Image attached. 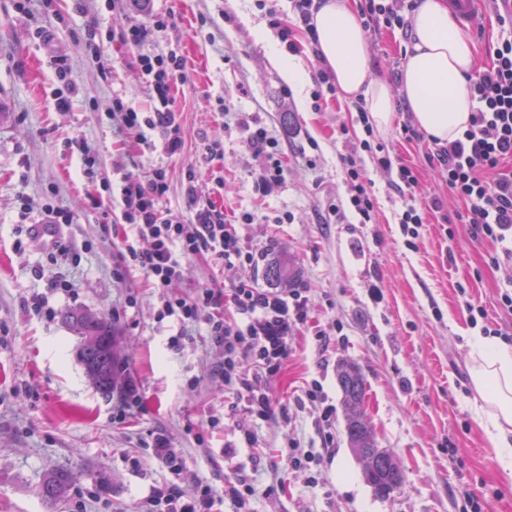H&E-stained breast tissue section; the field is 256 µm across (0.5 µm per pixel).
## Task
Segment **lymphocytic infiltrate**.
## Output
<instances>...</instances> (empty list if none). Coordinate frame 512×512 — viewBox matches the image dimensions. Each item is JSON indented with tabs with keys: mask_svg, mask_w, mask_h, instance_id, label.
Segmentation results:
<instances>
[{
	"mask_svg": "<svg viewBox=\"0 0 512 512\" xmlns=\"http://www.w3.org/2000/svg\"><path fill=\"white\" fill-rule=\"evenodd\" d=\"M417 6V0H359L358 16L367 35L398 29L407 38L411 35L409 17ZM485 9L495 14L500 34L488 48L490 66L468 80L476 109L460 137L434 141L430 159L444 175L449 192L464 206L457 220L469 225L473 238L490 244L488 260L498 268L512 265V13L502 12L501 0H486ZM170 23V17L154 14L145 23L130 18L121 30L120 41L138 50L137 67L154 106L152 111L143 112L119 97L113 102L112 117L122 127L138 131L143 144L148 141L147 131L162 130V150L172 156L180 153L183 142L171 91L173 84L183 78L186 61L181 50L158 53L152 49ZM354 107L367 137L341 157L352 184L351 206L361 223H372L373 181L360 154L375 151L377 169L390 173L389 185L405 203L400 219L404 234L420 238L427 214L439 211L441 200H416V172L405 165H394L383 145H371L369 136L374 128L365 103L357 101ZM237 123L246 129L247 145L260 163V177L253 190L269 195L286 179L279 143L256 118L243 115ZM167 190L166 170L160 165L153 166L146 176L134 172L121 176L118 196L124 207L122 218L131 228L120 241L122 261L138 268L157 290L163 301L162 317L173 318L181 325L198 321L206 324L212 345L224 352V390L244 405V416L233 419L234 429L243 444L254 445L256 421L280 423L288 419L287 408L275 397L272 383L292 354L291 331L309 318L310 298L302 288L283 291L247 283L227 292L201 286L191 296L173 293L185 258L208 257L225 269L254 263L256 254L246 245L238 226L266 224L270 217L245 212L239 224L226 223L213 199L199 195L193 185L187 188L188 214L175 213L162 205ZM304 396L309 402L323 405L321 448L304 450L294 439L285 438L284 460L291 470L320 464L324 451L335 445L328 428L332 410L323 404L321 383H307ZM217 497V491L207 485L189 494L182 486L172 484L153 489L147 504L155 512H212Z\"/></svg>",
	"mask_w": 512,
	"mask_h": 512,
	"instance_id": "obj_1",
	"label": "lymphocytic infiltrate"
}]
</instances>
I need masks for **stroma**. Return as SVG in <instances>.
I'll use <instances>...</instances> for the list:
<instances>
[{"instance_id": "obj_1", "label": "stroma", "mask_w": 512, "mask_h": 512, "mask_svg": "<svg viewBox=\"0 0 512 512\" xmlns=\"http://www.w3.org/2000/svg\"><path fill=\"white\" fill-rule=\"evenodd\" d=\"M15 3L0 0L6 107L0 114V512H47L39 486L61 467L80 473L61 512H143L153 487L171 478L152 448L159 433L184 455L188 481L221 490L234 474L281 478L282 492L250 500L249 512H461L467 492L489 500L488 512H512V480L474 411L470 343L480 330L463 302L471 294L491 321H506L499 287L512 278V266H489L487 244L473 240L466 225L443 224V215L462 205L429 163L428 140L401 134L403 114L376 139L392 159L417 169L420 196L444 204L412 247L399 224L403 201L372 159L364 165L374 181V223H361L350 207L340 155L347 138L363 133L358 114L336 94L315 104L314 83L288 84L270 56L266 41L277 32L258 0H149L148 11L139 13L126 0H26L22 12ZM152 11L172 16L163 40L180 45L186 58V78L174 88L183 148L172 157L144 153L111 118L119 96L141 111L152 107L135 49L112 37L128 16L144 20ZM95 43L103 55L92 52ZM367 43L374 78L399 91L391 72L405 59L401 32L385 30ZM60 90L71 99L65 112L53 105ZM242 112L256 116L281 145L286 181L266 197L253 191L259 169L236 124ZM73 138L95 148L92 175H84L78 150H67ZM208 140L222 143V156L205 155ZM156 161L167 170L163 205L172 211L188 210L191 170L192 183L215 195L226 219L243 212L290 215L282 224L241 227L249 247L269 250L257 265L225 271L211 260L187 258L176 288L180 294L243 282L267 288L265 271L277 263L293 271L291 287L309 291L311 320L294 331L293 354L272 385L289 421L259 424L254 447L241 446L232 432L223 355L208 343L205 324L182 328L159 319L156 291L138 270L123 268L112 243L113 225L123 222L113 188L125 171L144 172ZM93 196L102 209L90 208ZM24 199L34 222L45 205L72 214L60 230L68 251L56 261H48L36 239L17 242ZM55 279L61 288H49ZM35 295L43 298L38 311L31 306ZM79 309L110 318L119 332L118 381L137 383L143 399L126 419L114 418L115 394L93 387L78 360V340L64 316ZM320 329L331 337L328 347L315 339ZM180 332L186 346L176 352L168 341ZM343 359L361 367L377 445L405 473L403 486L386 499L365 481L347 441L336 379ZM313 379L324 388L336 435L314 488L306 472L280 460L283 434L305 450L320 445L323 406L300 400ZM452 447L455 463L448 458ZM99 470L110 476V491L92 480Z\"/></svg>"}]
</instances>
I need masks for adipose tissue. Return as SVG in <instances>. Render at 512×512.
<instances>
[{
	"instance_id": "1",
	"label": "adipose tissue",
	"mask_w": 512,
	"mask_h": 512,
	"mask_svg": "<svg viewBox=\"0 0 512 512\" xmlns=\"http://www.w3.org/2000/svg\"><path fill=\"white\" fill-rule=\"evenodd\" d=\"M312 23L318 55L343 99H364L379 131L388 130L401 102L428 139L445 142L467 128L476 108L468 90L475 47L445 0H421L414 11L412 42L396 95L373 76L365 32L350 0H321ZM470 375L481 399L480 424L504 474L512 479V348L477 339Z\"/></svg>"
}]
</instances>
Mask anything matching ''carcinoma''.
<instances>
[{
	"label": "carcinoma",
	"mask_w": 512,
	"mask_h": 512,
	"mask_svg": "<svg viewBox=\"0 0 512 512\" xmlns=\"http://www.w3.org/2000/svg\"><path fill=\"white\" fill-rule=\"evenodd\" d=\"M65 319L79 338L78 358L88 379L97 389L112 392L119 365V358L110 347V339L116 336L112 320L88 311H71ZM337 379L346 410L350 447H376L367 440L370 426L367 415L355 414L356 407L365 403L367 395V383L360 368L344 361L338 366ZM74 479V473L69 469H56L46 474L40 486V497L46 508L54 509L65 499Z\"/></svg>",
	"instance_id": "obj_1"
}]
</instances>
